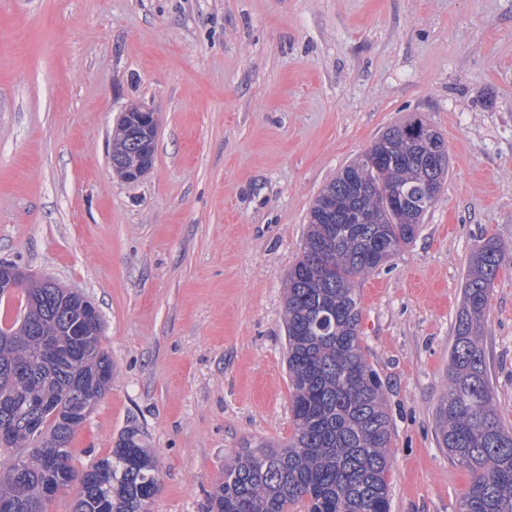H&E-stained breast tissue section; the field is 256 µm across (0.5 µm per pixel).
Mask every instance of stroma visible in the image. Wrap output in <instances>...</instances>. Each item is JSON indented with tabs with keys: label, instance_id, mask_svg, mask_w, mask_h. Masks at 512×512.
I'll return each instance as SVG.
<instances>
[{
	"label": "stroma",
	"instance_id": "obj_1",
	"mask_svg": "<svg viewBox=\"0 0 512 512\" xmlns=\"http://www.w3.org/2000/svg\"><path fill=\"white\" fill-rule=\"evenodd\" d=\"M159 119L154 165L113 172L117 118ZM419 115L450 172L414 241L357 277L393 425L391 512H458L435 433L472 253L512 251V0H0V261L99 310L112 385L76 469L127 425L152 512H208L245 442L293 433L283 290L338 171ZM512 427V264L485 316Z\"/></svg>",
	"mask_w": 512,
	"mask_h": 512
}]
</instances>
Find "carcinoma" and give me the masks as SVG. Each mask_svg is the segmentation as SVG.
<instances>
[{
  "instance_id": "obj_1",
  "label": "carcinoma",
  "mask_w": 512,
  "mask_h": 512,
  "mask_svg": "<svg viewBox=\"0 0 512 512\" xmlns=\"http://www.w3.org/2000/svg\"><path fill=\"white\" fill-rule=\"evenodd\" d=\"M389 127L346 165L314 201L300 258L285 287L287 366L294 432L284 444L260 442L224 464L211 512H390L387 482L392 424L383 386L360 337L356 277L382 266L415 238L418 224L447 181L448 146L430 130L424 139ZM127 128L115 130L112 156L130 166ZM512 252L489 239L472 255L462 288L448 359V390L436 408V437L471 482L459 512H512V428L499 417L483 344L482 319L501 268ZM23 316L0 340V424L3 406L19 408L40 385L52 410L39 437L52 448L33 451L23 427L0 441V512H48L45 490L74 494L73 512H150L159 489L157 462L139 430L127 427L115 448L91 467L71 465L79 396L99 399L112 384L102 322L85 319L77 293L52 283L24 288ZM82 331V353L62 365L40 355L39 337Z\"/></svg>"
}]
</instances>
